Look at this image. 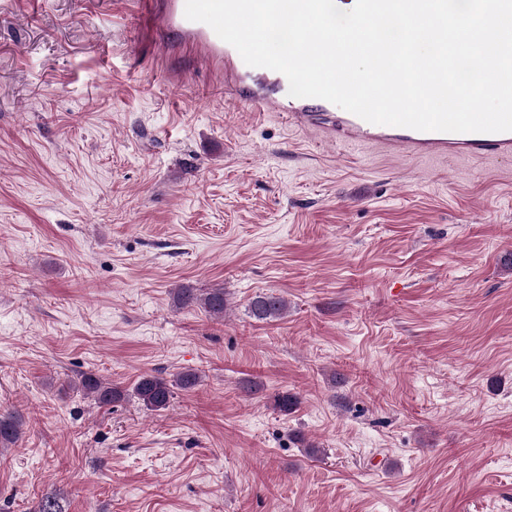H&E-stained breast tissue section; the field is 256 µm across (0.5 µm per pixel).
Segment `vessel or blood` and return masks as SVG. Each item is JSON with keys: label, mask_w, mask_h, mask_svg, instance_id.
Wrapping results in <instances>:
<instances>
[{"label": "vessel or blood", "mask_w": 512, "mask_h": 512, "mask_svg": "<svg viewBox=\"0 0 512 512\" xmlns=\"http://www.w3.org/2000/svg\"><path fill=\"white\" fill-rule=\"evenodd\" d=\"M184 0H172L166 16L169 26L180 31L208 57L224 68V98L251 103L257 111L276 112L295 128L321 140L389 152L409 151L419 156L511 155L512 131L458 133L417 131L405 127L372 124L318 98H295L280 72L245 64L237 50L221 40L210 26L187 20Z\"/></svg>", "instance_id": "1"}]
</instances>
